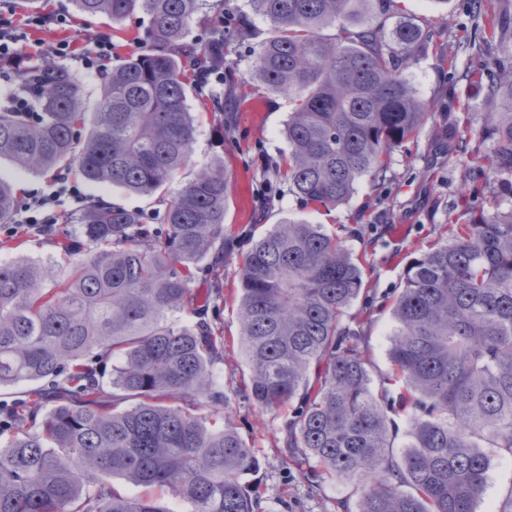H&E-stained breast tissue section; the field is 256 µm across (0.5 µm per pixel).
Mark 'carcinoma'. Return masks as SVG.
I'll return each mask as SVG.
<instances>
[{"instance_id":"obj_1","label":"carcinoma","mask_w":512,"mask_h":512,"mask_svg":"<svg viewBox=\"0 0 512 512\" xmlns=\"http://www.w3.org/2000/svg\"><path fill=\"white\" fill-rule=\"evenodd\" d=\"M273 35L252 78L288 97L286 165L268 163L315 209L349 200L364 177L385 181L392 151L425 112L402 77L428 50L424 30L391 18L390 0H250ZM112 35L143 13L149 25L98 77L89 110L67 67L0 60V158L37 173L74 169L85 180L165 201L143 213L99 201L59 214L45 231L66 266L0 260V512H169L159 490L191 512H258L260 461L224 417L214 367L224 336L210 316L224 283L215 267L233 244L224 224L229 177L218 158L196 168L186 68L224 72L227 42L249 40L245 18L186 42L200 0H74ZM496 31L512 13L484 16ZM336 27L338 34L323 35ZM474 71L493 167L512 186V65ZM20 202L0 180V224ZM209 258L211 266L201 262ZM363 287L361 265L322 225L285 219L257 238L239 271V342L247 391L262 410L296 403L285 447L313 462L307 478L348 477L357 512H474L485 442L512 452V212L480 214L407 265L392 318L390 358L403 381L376 398L344 316ZM181 312L178 323L170 315ZM410 411V450L396 460L389 413ZM141 487L136 496L113 479Z\"/></svg>"}]
</instances>
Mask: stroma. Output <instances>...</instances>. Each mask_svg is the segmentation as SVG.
<instances>
[{"label": "stroma", "mask_w": 512, "mask_h": 512, "mask_svg": "<svg viewBox=\"0 0 512 512\" xmlns=\"http://www.w3.org/2000/svg\"><path fill=\"white\" fill-rule=\"evenodd\" d=\"M230 10L247 15L252 35L247 44H228L224 56L235 76L239 104L230 112L215 110L201 96H190L197 116L192 145L195 162L222 158L233 172L225 216L237 248L226 254L219 268L224 303L216 320L224 335V361L216 371L224 385V411L261 461L253 480L263 496L264 512H356L362 493L354 480H325L314 485L301 472L282 442L281 429L292 416L291 407L259 409L245 391L248 369L239 343L236 294L238 272L253 237L273 224L291 218L322 225L355 256L364 257L363 290L351 305L346 324L362 328L361 343L374 393H397L390 361L391 317L407 263L428 247L446 242L474 214L512 211V191L503 189L490 167L492 144L483 135L486 106L468 76L482 68L489 37L484 26L486 8L501 0H394V14L420 25L429 37L425 55L410 60L403 70L424 107L426 118L415 134L396 148L387 180L374 186L359 181L348 202L330 211L302 207L287 187L270 190L264 179L267 162L288 151L283 135L291 105L284 96H272L251 77L255 54L272 35L264 17L254 14L249 0H225ZM44 11L72 16L65 30L46 26L29 33V59L46 61L44 45L66 38L83 46L97 32L110 31L108 19L84 21L73 0H42ZM455 98L457 110L447 115L443 105ZM456 117L462 144L448 141L449 117ZM400 225L391 233V225ZM489 469L475 512H512V451L487 449Z\"/></svg>", "instance_id": "35a3bbf8"}]
</instances>
